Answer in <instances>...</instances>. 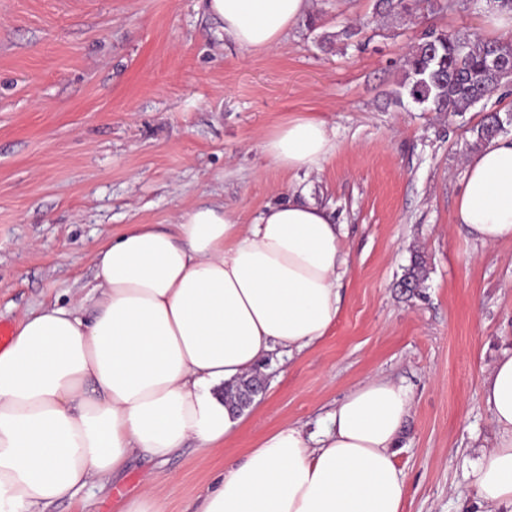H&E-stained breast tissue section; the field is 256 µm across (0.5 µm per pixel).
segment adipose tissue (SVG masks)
<instances>
[{"instance_id":"1","label":"adipose tissue","mask_w":512,"mask_h":512,"mask_svg":"<svg viewBox=\"0 0 512 512\" xmlns=\"http://www.w3.org/2000/svg\"><path fill=\"white\" fill-rule=\"evenodd\" d=\"M311 0H203L250 53L279 47ZM278 168L317 174L336 151L325 121L294 117L266 133ZM455 220L482 246L512 241V139L469 156ZM344 225L311 201L267 205L253 223L203 203L172 224H129L96 252L79 303L25 313L0 349V512H47L105 485L129 457L166 463L187 444L216 451L239 430L224 388L271 355L327 336L340 311ZM497 439L473 469L482 502L512 512V351L484 380ZM409 388L356 386L319 435L267 431L225 467L193 512H401L395 448Z\"/></svg>"}]
</instances>
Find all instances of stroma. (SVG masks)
<instances>
[{"instance_id": "35a3bbf8", "label": "stroma", "mask_w": 512, "mask_h": 512, "mask_svg": "<svg viewBox=\"0 0 512 512\" xmlns=\"http://www.w3.org/2000/svg\"><path fill=\"white\" fill-rule=\"evenodd\" d=\"M375 0H312L285 45L251 54L218 35L202 0H0V322L68 305L96 283L92 254L129 224H169L201 203L249 224L305 193L345 225L349 254L328 336L259 368L266 390L223 450L166 464L132 456L116 482L48 512H118L154 473L167 512H191L264 432H316L366 378L408 387L395 462L402 512H479L472 468L495 441L481 386L512 350V242L485 248L455 224L472 129L512 111V85L468 112L396 103L401 65L430 28L499 39L487 0L376 15ZM361 27L353 39L342 29ZM324 120L336 152L318 175L261 152L288 118ZM424 280L399 283L414 255Z\"/></svg>"}]
</instances>
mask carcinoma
<instances>
[{"label":"carcinoma","mask_w":512,"mask_h":512,"mask_svg":"<svg viewBox=\"0 0 512 512\" xmlns=\"http://www.w3.org/2000/svg\"><path fill=\"white\" fill-rule=\"evenodd\" d=\"M431 11L445 8L441 0H376L375 10L409 13L421 4ZM398 96H407L428 112L462 113L491 92L512 82V39L483 41L464 30L431 27L405 56ZM512 124L494 114L473 129L475 143H487ZM422 261L414 259L401 287L412 292L423 280Z\"/></svg>","instance_id":"1"}]
</instances>
